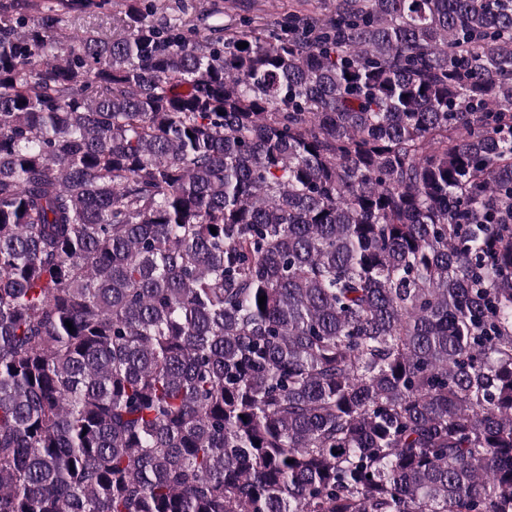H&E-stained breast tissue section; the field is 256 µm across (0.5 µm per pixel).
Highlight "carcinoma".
I'll use <instances>...</instances> for the list:
<instances>
[{
	"label": "carcinoma",
	"instance_id": "carcinoma-1",
	"mask_svg": "<svg viewBox=\"0 0 512 512\" xmlns=\"http://www.w3.org/2000/svg\"><path fill=\"white\" fill-rule=\"evenodd\" d=\"M321 2L0 4V512H512V0ZM125 0H112V5L104 14L100 10L86 13L66 14L68 30L73 33H80L87 27L97 28L99 31L111 36L112 33L122 31V19L125 13ZM163 8L157 10L153 20L164 21L171 15L183 13L194 33L210 35L212 30L239 16L251 15L270 26L288 11L303 9L306 0H160Z\"/></svg>",
	"mask_w": 512,
	"mask_h": 512
}]
</instances>
